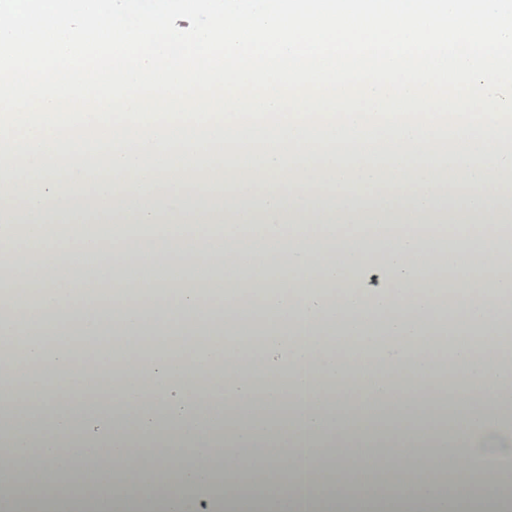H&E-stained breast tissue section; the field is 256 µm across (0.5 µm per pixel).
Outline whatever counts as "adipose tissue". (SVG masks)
Wrapping results in <instances>:
<instances>
[{"label": "adipose tissue", "mask_w": 512, "mask_h": 512, "mask_svg": "<svg viewBox=\"0 0 512 512\" xmlns=\"http://www.w3.org/2000/svg\"><path fill=\"white\" fill-rule=\"evenodd\" d=\"M457 194L443 198L442 174ZM196 194L187 205L183 192ZM92 202V222L74 255H55L49 213L70 217ZM28 217L17 229L12 207ZM512 223V129L496 134L468 126L460 135L413 134L389 123L372 134L311 133L304 127L202 132L193 138H126L97 149L45 146L0 148V303L25 311L0 318V398L21 396L47 408L23 432L0 421V489L22 461L27 494L38 497L44 472L69 487L85 465L107 457L139 495L162 499L167 512H217L211 484L220 481L225 506L249 484L265 501L276 471L302 481L294 512H351L349 476L364 483L365 464L390 468L410 449L439 438L414 428L417 414L437 403L431 366L454 354L467 390L448 395L449 466L459 479L436 484L437 467L418 480L399 476L371 512H460L469 476L463 459L491 451L512 458V363L496 346L503 336L500 300L512 295V246L498 238ZM167 224L179 233H162ZM360 228L359 236L325 246L318 230ZM456 224L484 230L481 247L461 237L432 249L425 230ZM127 247L106 250L112 239ZM369 263L393 274L389 289L366 294L355 269ZM280 268L277 278L225 280L222 309H203L206 282L178 287L169 268L234 265ZM459 303L443 309L448 291ZM339 295L332 303L331 295ZM259 298L258 329L244 342L237 299ZM71 321L48 310L74 299ZM163 299L148 310L146 299ZM118 336L114 355L141 354L137 369L97 379L106 409L75 401L76 338ZM375 353L394 370L377 373ZM188 356L182 365L180 356ZM224 399L214 407L213 396ZM383 417L391 436H354L352 420ZM351 448L333 471L319 465L327 448ZM180 468L175 493L141 481L143 470Z\"/></svg>", "instance_id": "1"}]
</instances>
